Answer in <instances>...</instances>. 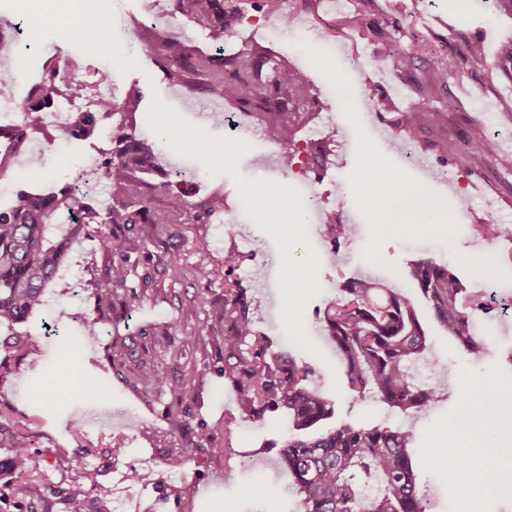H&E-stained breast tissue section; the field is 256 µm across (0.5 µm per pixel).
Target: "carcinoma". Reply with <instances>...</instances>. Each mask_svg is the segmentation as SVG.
Wrapping results in <instances>:
<instances>
[{
  "label": "carcinoma",
  "mask_w": 512,
  "mask_h": 512,
  "mask_svg": "<svg viewBox=\"0 0 512 512\" xmlns=\"http://www.w3.org/2000/svg\"><path fill=\"white\" fill-rule=\"evenodd\" d=\"M167 9L190 19L208 33L216 52L204 54L175 34L148 50L155 65L168 80L199 88L219 100L231 99L239 111L257 118L269 140L280 150V166L288 172L296 160V135L307 117L304 106L312 99V88L304 74L290 68L288 60L252 46L235 51L224 47L232 19L241 12L235 0H167ZM379 50L395 70L409 73L416 60L429 52V45L414 31L397 28L379 40ZM455 63L444 57L433 73L436 85L448 84ZM42 83L59 94L77 95L83 85L57 64L44 65ZM141 91L133 89L125 102L105 99L100 111L112 115V148L101 154L97 174L105 184L110 203L104 208L78 205L71 185L56 193L34 194L24 188L13 192L11 202L0 207V326L9 328L0 344L8 356L20 358L31 340L14 330L44 305V295L60 264L69 241H54L47 231L51 224H205L213 213L224 211V195L215 192L201 205L189 200L174 175L148 182L156 173V145L137 133L136 113ZM262 98L266 106L253 111ZM26 120L0 136L17 151L44 126L29 114L27 102L20 103ZM97 117L84 114L72 125L46 133L49 140L86 139L97 128ZM488 143L479 124L460 143L448 142L442 152L465 156L478 166ZM169 199L166 210L152 209L155 197ZM129 238L111 233L104 246L112 263L108 277L98 285V304L112 307L113 290L125 286L129 268ZM244 255L224 254V320L232 331V343L224 351V378L238 387L239 416L259 421L268 412L284 411L295 433L278 449V462L288 470L301 497L300 512H426L417 475L408 448L414 443L411 430L380 426L360 427L339 423L311 436V429L334 414L333 401L308 386L311 369L291 357L273 355L267 340L254 328L239 281L228 276L241 266ZM409 276L417 283L433 315L448 336L468 353L478 356L484 342L473 333L470 309L482 306L466 299L458 276L429 258L411 264ZM341 296L324 310L323 322L336 354L345 368L348 383L357 396L373 395L391 407L407 411L435 401L444 389L426 387L410 374V365L435 358L413 302L393 290L378 298L381 288L371 278L345 282ZM0 447L12 453L0 461L15 481L13 493L21 501L44 498L47 484L33 475L35 466L19 434L0 425Z\"/></svg>",
  "instance_id": "cac0c4a2"
}]
</instances>
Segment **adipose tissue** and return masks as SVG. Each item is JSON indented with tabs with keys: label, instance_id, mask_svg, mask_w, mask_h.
<instances>
[{
	"label": "adipose tissue",
	"instance_id": "ef3b65f1",
	"mask_svg": "<svg viewBox=\"0 0 512 512\" xmlns=\"http://www.w3.org/2000/svg\"><path fill=\"white\" fill-rule=\"evenodd\" d=\"M354 178L377 223L392 228L418 224L447 232V217L424 188L403 183L393 171L374 160L360 165ZM507 424H512V408L504 404L501 394L495 390L489 398L470 403L454 432L470 438L485 428Z\"/></svg>",
	"mask_w": 512,
	"mask_h": 512
}]
</instances>
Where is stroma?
<instances>
[{
	"instance_id": "obj_1",
	"label": "stroma",
	"mask_w": 512,
	"mask_h": 512,
	"mask_svg": "<svg viewBox=\"0 0 512 512\" xmlns=\"http://www.w3.org/2000/svg\"><path fill=\"white\" fill-rule=\"evenodd\" d=\"M152 0H58L56 14L43 18L26 39L42 58L70 62L87 95L98 93L124 99L133 87H155L165 103L182 118L212 136L224 134L213 119L225 103L203 93L189 92L166 79L152 63L149 42L138 24ZM260 0H243L241 19L233 21L228 45L260 44L287 55L292 66L312 83L320 107L298 134L306 141L312 132L329 138L335 150L324 166L293 168L282 173L272 160L273 149L255 118H246L241 139L249 145L238 164L241 177L273 181L311 194L306 218L309 246L323 273L322 291L304 310L306 331L316 346L308 352L290 341L280 320L277 286L280 258L274 241L244 213L240 190L227 175L198 182L199 162L179 153L159 154L170 171H183V187L201 203L213 191L224 194V210L205 224H160L150 230L127 229L132 248L130 275L114 295L111 309L98 310L96 285L110 263L103 246L106 226L92 224L77 236L68 225L52 229L53 238L71 237L67 263L45 293L44 306L21 324L32 339L29 351L11 360L12 375L0 380V423L23 427L30 456L39 465L53 492L41 504L19 502L11 495V479L0 476V512H112L111 498L98 497L96 487L110 488L129 475L137 459L150 456L155 465L140 483L130 503L132 512H298L299 498L292 479L277 462L284 439L286 416L261 422L240 419L237 389L224 378V254L235 250L245 257L234 273L240 280L257 331L267 336L271 350L309 365L311 387L332 398L334 419L357 426L412 428L416 441L408 453L421 492L432 512H459L464 495L474 494L477 512H512V481L495 490L483 489L479 467L448 471L434 460L440 436L449 434L461 414L463 386L497 385L512 390V311L494 309L473 316V329L486 343L480 357L465 352L435 320L408 274V265L421 256L449 267L471 295H481V282L491 278L501 299L512 300V170L498 158L512 152V60L499 57L502 41L512 39V9L497 0H367L366 27L353 31L343 55L329 51V41L344 31L343 18L355 0H288L278 16L265 15ZM83 11L104 16L110 35L103 47L77 40L59 24L62 16ZM400 26L420 32L434 56L456 58L458 75L449 76L445 97L454 108L433 123L427 110L429 62H422L411 79H398L377 48L375 29ZM480 44L492 71L473 69L465 56L467 45ZM41 73L18 72L15 51L0 50V94L27 96ZM361 87L362 107L379 97L390 108L375 113L372 122H359L340 106V84ZM413 107L420 138H405L398 120ZM487 125L492 150L479 168L445 157L440 143L460 140L473 123ZM109 133L72 143L61 156L45 137L32 141L12 164L8 182L33 191H48L74 183L81 168H95ZM373 153L396 170L404 181L424 185L451 220L440 234L413 224L388 231L374 224L353 181L354 170L366 153ZM415 164L404 163L405 154ZM334 211L349 224L351 234L339 244L322 235L324 211ZM485 224L487 236H474L471 227ZM179 258L185 266L173 279L166 262ZM262 276H253V268ZM369 277L413 300L427 343L439 360L436 381L445 391L435 403L402 412L381 400L356 396L349 388L321 316L346 281ZM96 320L99 333L84 335V324ZM197 333V343L181 348L179 335ZM78 350L82 378L93 386V397L79 401L70 380L59 377L42 388L45 377L63 364L62 352ZM154 367L162 384L145 381L142 366ZM189 457L182 473L171 474V455ZM90 492L81 502L69 497L74 483Z\"/></svg>"
}]
</instances>
